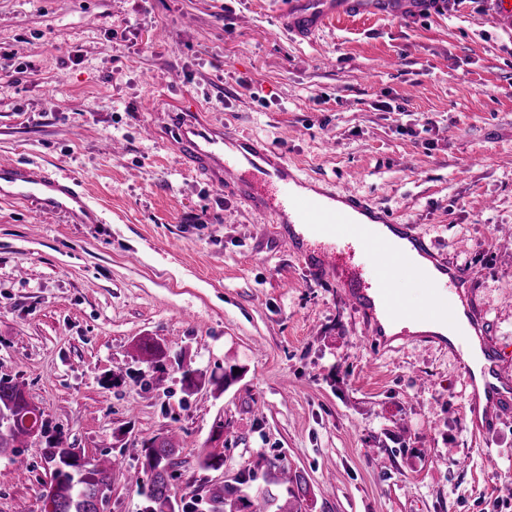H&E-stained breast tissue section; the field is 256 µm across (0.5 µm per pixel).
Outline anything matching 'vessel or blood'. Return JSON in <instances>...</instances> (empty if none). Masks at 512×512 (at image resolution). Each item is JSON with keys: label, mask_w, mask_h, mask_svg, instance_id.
I'll use <instances>...</instances> for the list:
<instances>
[{"label": "vessel or blood", "mask_w": 512, "mask_h": 512, "mask_svg": "<svg viewBox=\"0 0 512 512\" xmlns=\"http://www.w3.org/2000/svg\"><path fill=\"white\" fill-rule=\"evenodd\" d=\"M445 0H288L282 26L303 40L315 37L330 21L342 17L378 15L412 18L443 11ZM178 148L187 167L207 181L232 188L248 199L257 212L274 216L279 224L303 225L304 234L289 236L296 253L311 259L318 275L335 274L336 286L363 319L367 344L381 348L386 341L380 320L406 322L453 317L454 293L460 292L471 272L454 263L445 267L449 279L429 287L424 308L405 305L393 283L391 268L410 277L420 272L409 253L398 250L380 229L388 227L424 252L428 244L412 225L394 221L385 210L350 190L322 189L299 194L303 184L287 159L265 143L229 136L223 127L197 120L193 113L175 115ZM14 185L16 198L45 196L51 208L81 203L82 196L46 173L0 164V182ZM470 324L480 343L485 363L482 392H471V432L478 435L512 416V360L505 358L488 322L474 313Z\"/></svg>", "instance_id": "1"}]
</instances>
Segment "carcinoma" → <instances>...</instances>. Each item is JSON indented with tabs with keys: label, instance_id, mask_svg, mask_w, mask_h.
<instances>
[{
	"label": "carcinoma",
	"instance_id": "obj_1",
	"mask_svg": "<svg viewBox=\"0 0 512 512\" xmlns=\"http://www.w3.org/2000/svg\"><path fill=\"white\" fill-rule=\"evenodd\" d=\"M148 356L155 369L163 366L166 355L160 345L143 341L138 346ZM45 439L43 458L54 472V480L43 495V512H104L109 501V473L123 466L125 454L144 458L143 472H134L130 480L139 485L147 483L146 512H193V503L177 499L172 492L173 457L176 444L173 437H152L140 448H127L120 456L105 459L85 458L77 448H66L63 441L49 435L42 412L26 396L22 386L0 377V456L23 465V449L28 444ZM204 470H218L224 466V454L204 450L198 455ZM267 471L276 476L266 483L282 488L291 497L302 490L300 480L288 472V466L268 461ZM257 480V472L242 469L232 484H213L206 488L205 497L210 512H288V505L280 504L281 496L270 488H259L249 494L246 489Z\"/></svg>",
	"mask_w": 512,
	"mask_h": 512
}]
</instances>
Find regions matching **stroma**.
<instances>
[{
	"mask_svg": "<svg viewBox=\"0 0 512 512\" xmlns=\"http://www.w3.org/2000/svg\"><path fill=\"white\" fill-rule=\"evenodd\" d=\"M285 6L0 0V164L52 173L86 203L0 194V377L89 458L177 432L173 483L196 512L204 486L262 457L299 475V512H512V417L473 439L447 348L363 343L335 280L295 258L272 216L188 170L166 112L266 142L303 180L415 225L473 272L512 357V23L490 0H448L299 41ZM144 336L163 370L139 357ZM189 368L213 383L186 393ZM204 448L223 469L199 468ZM41 453L0 457V512H41ZM140 467L111 473L107 512H142Z\"/></svg>",
	"mask_w": 512,
	"mask_h": 512,
	"instance_id": "35a3bbf8",
	"label": "stroma"
}]
</instances>
